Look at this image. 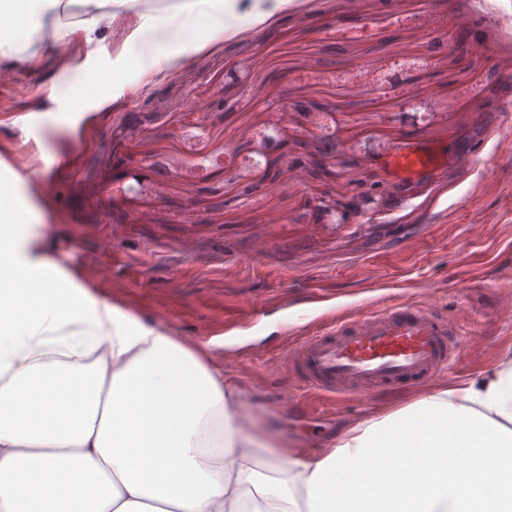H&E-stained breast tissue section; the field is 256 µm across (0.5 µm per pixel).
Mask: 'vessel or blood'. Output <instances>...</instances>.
<instances>
[{
	"instance_id": "vessel-or-blood-1",
	"label": "vessel or blood",
	"mask_w": 512,
	"mask_h": 512,
	"mask_svg": "<svg viewBox=\"0 0 512 512\" xmlns=\"http://www.w3.org/2000/svg\"><path fill=\"white\" fill-rule=\"evenodd\" d=\"M444 163L433 152H397V172L411 174ZM464 332L431 302L391 304L366 314L333 318L307 337L286 365L295 381L332 396L376 388H418L454 364Z\"/></svg>"
}]
</instances>
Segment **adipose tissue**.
<instances>
[{"label": "adipose tissue", "instance_id": "ef3b65f1", "mask_svg": "<svg viewBox=\"0 0 512 512\" xmlns=\"http://www.w3.org/2000/svg\"><path fill=\"white\" fill-rule=\"evenodd\" d=\"M237 0H169L192 51ZM142 0H37L79 27ZM0 512H512V347L310 453L249 434L190 343L77 280L36 231L0 240Z\"/></svg>", "mask_w": 512, "mask_h": 512}]
</instances>
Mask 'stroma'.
Here are the masks:
<instances>
[{
    "label": "stroma",
    "mask_w": 512,
    "mask_h": 512,
    "mask_svg": "<svg viewBox=\"0 0 512 512\" xmlns=\"http://www.w3.org/2000/svg\"><path fill=\"white\" fill-rule=\"evenodd\" d=\"M463 8L474 36L452 34ZM69 23L33 15L34 59L0 58V158L42 129L59 163L28 194L56 260L184 340L212 342L253 417L323 448L512 347V0H360L354 13L347 0H291L233 18L201 54L158 50L137 88L107 84L106 104L63 126L62 91L118 70L126 43L112 30L140 19L90 36ZM407 148L479 158L404 176L391 156ZM398 301L465 323L454 371L366 398L290 379L286 357L333 316Z\"/></svg>",
    "instance_id": "obj_1"
}]
</instances>
